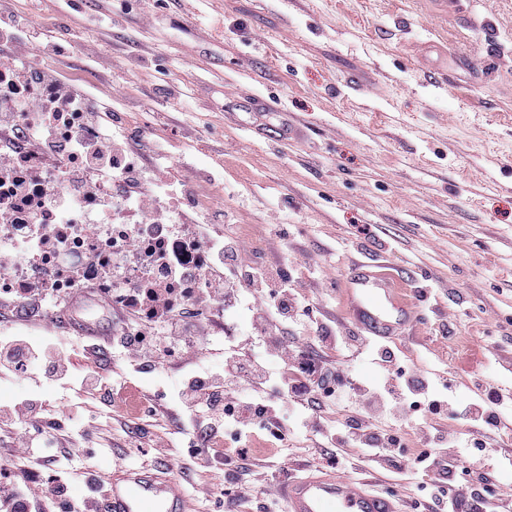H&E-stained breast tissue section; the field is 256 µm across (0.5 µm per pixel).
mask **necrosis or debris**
Here are the masks:
<instances>
[{
    "label": "necrosis or debris",
    "instance_id": "4bbe7bcc",
    "mask_svg": "<svg viewBox=\"0 0 512 512\" xmlns=\"http://www.w3.org/2000/svg\"><path fill=\"white\" fill-rule=\"evenodd\" d=\"M36 220L43 224L51 238L48 246L32 251L14 266L0 269V294L9 292L24 297L27 288L37 279L50 275L58 294L73 290L69 270L85 265L87 256H95L111 269L112 275L101 278L89 276L87 285L110 298L113 304H124L133 290L168 281L169 274L163 266L151 262L149 248L163 246L169 259L179 264L184 275L181 285L185 288L204 287L200 267L205 261L204 251L184 250L182 241L170 224H152L141 213L127 212L123 221L101 220L97 217L94 201H82L78 214H67L54 204L39 210ZM129 235L138 246L118 250L114 242Z\"/></svg>",
    "mask_w": 512,
    "mask_h": 512
}]
</instances>
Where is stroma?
Listing matches in <instances>:
<instances>
[{"label": "stroma", "mask_w": 512, "mask_h": 512, "mask_svg": "<svg viewBox=\"0 0 512 512\" xmlns=\"http://www.w3.org/2000/svg\"><path fill=\"white\" fill-rule=\"evenodd\" d=\"M447 2L109 0L103 31L86 18L104 5L83 0L39 23L75 30L61 71L98 85L134 151L162 144L172 177L191 175L193 221L286 265L319 321L342 329L351 266L386 264L417 316L395 352L446 374L459 401L483 375L512 403V0ZM286 123L299 139L278 141ZM270 224L284 239L269 241ZM23 398L66 413L77 401L0 383V406ZM118 412L131 431L120 449L152 464L139 410ZM251 448L283 480L327 464L304 443L258 434ZM117 450L96 449L100 473ZM349 474L376 477L407 512H435L412 466L395 478L357 460Z\"/></svg>", "instance_id": "35a3bbf8"}]
</instances>
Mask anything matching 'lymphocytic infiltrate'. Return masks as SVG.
<instances>
[{"label": "lymphocytic infiltrate", "instance_id": "1", "mask_svg": "<svg viewBox=\"0 0 512 512\" xmlns=\"http://www.w3.org/2000/svg\"><path fill=\"white\" fill-rule=\"evenodd\" d=\"M44 2L31 0L21 12L0 0V130L9 135L8 145L0 147V177L13 187L0 221H16L31 205L28 185L53 176L49 168L28 167L30 148L53 149L59 125L74 120L79 131L61 156L68 185L57 206L69 211L76 200L93 199L104 216L127 204L155 223H177L178 234L190 246L208 244L213 264L205 273L206 287L192 290L188 303L176 304L169 289L159 288L148 304L129 297L124 307L108 308L103 329H86L80 339L84 352L98 361L112 356L118 374L76 369L61 337L36 343L11 333L0 336V377L73 386L112 407L124 399L128 372L170 369L179 385L168 393L143 395L140 410L149 420L178 422L167 441H153L156 454H179L205 471L231 466L228 483L199 488L198 500L207 512H219L227 493L242 501L275 482L274 469L256 462L249 448L259 431L283 445L313 443L339 472L346 470L352 448L396 475L404 461H411L428 478L435 506L446 512H482L486 501L478 485L490 484L497 471L512 464V455L487 446L488 436L502 424L497 390L482 379L478 385L484 401L460 402L450 384L432 389L426 373L398 362L389 345L368 336L335 335L323 324L317 325L313 341L296 343L289 331L308 318L312 307L297 292L291 272L245 261L238 242L214 235L209 225L179 223L186 181L169 182L163 158L148 168L141 165L127 137L113 131L96 107L93 85H76L60 72L57 60L67 54L74 35L66 27L54 42L42 44L34 18ZM38 47L48 64H34ZM93 167L113 170L110 192L88 178ZM85 296L79 289L61 297L41 283L21 300L0 296V322L30 326L48 316L59 326ZM229 297L250 312L254 341H230L222 363L213 367L206 364L202 347L210 343V330L223 317ZM331 349L380 362L386 373L376 386H368L355 366L329 359ZM338 410L344 413L339 420L334 417ZM416 418L430 424L420 435L421 452L411 459L403 429ZM456 418L470 421L471 427L453 440L434 425L438 419ZM118 437L111 421L94 425L80 415L64 418L34 400L0 407V512H99L103 481L87 473V494L70 497L69 465L91 461L89 441L103 446ZM450 444L455 447L451 453L446 450ZM465 448L489 452L493 468L451 480V472L466 461ZM50 482L55 485L51 491L46 488Z\"/></svg>", "mask_w": 512, "mask_h": 512}]
</instances>
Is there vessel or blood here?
Instances as JSON below:
<instances>
[{
  "label": "vessel or blood",
  "mask_w": 512,
  "mask_h": 512,
  "mask_svg": "<svg viewBox=\"0 0 512 512\" xmlns=\"http://www.w3.org/2000/svg\"><path fill=\"white\" fill-rule=\"evenodd\" d=\"M353 316L380 336L404 332L413 312L388 275L363 267L350 273ZM286 512H400L395 496L374 490L366 480H343L326 470L281 484ZM102 512H187L179 480L173 474L144 470L113 474Z\"/></svg>",
  "instance_id": "obj_1"
}]
</instances>
